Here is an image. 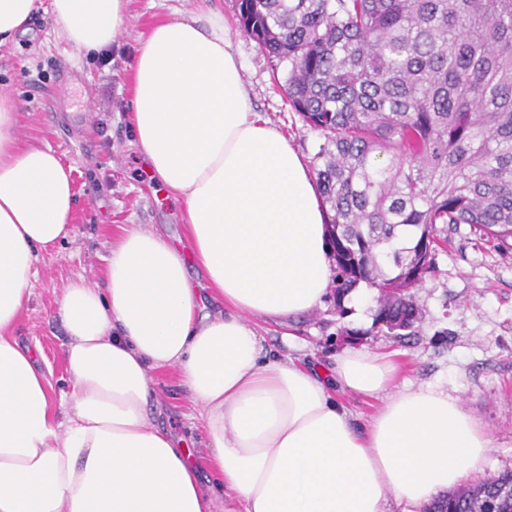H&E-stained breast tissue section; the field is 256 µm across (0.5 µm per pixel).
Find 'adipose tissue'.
<instances>
[{"instance_id": "ef3b65f1", "label": "adipose tissue", "mask_w": 512, "mask_h": 512, "mask_svg": "<svg viewBox=\"0 0 512 512\" xmlns=\"http://www.w3.org/2000/svg\"><path fill=\"white\" fill-rule=\"evenodd\" d=\"M129 3L0 0V44L44 8L69 44L98 52ZM131 80L134 145L182 201L185 236L125 231L101 284L65 285L56 315L73 391L57 401L14 330L41 253L70 236L74 192L52 149L20 141L19 104L0 91V512H421L479 471L489 434L447 390L386 395L391 355L348 349L314 373L266 350L255 320L320 307L332 252L316 183L252 111L223 14L155 24ZM192 265L223 311L202 312ZM165 368L199 408L205 457L153 421ZM335 385L383 401L359 424Z\"/></svg>"}]
</instances>
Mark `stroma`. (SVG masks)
I'll return each instance as SVG.
<instances>
[{
  "label": "stroma",
  "mask_w": 512,
  "mask_h": 512,
  "mask_svg": "<svg viewBox=\"0 0 512 512\" xmlns=\"http://www.w3.org/2000/svg\"><path fill=\"white\" fill-rule=\"evenodd\" d=\"M212 6L224 14L253 110L288 139L305 165H313L322 138L290 109L269 58L241 32L237 0H212ZM175 8L192 16L196 0H131L105 60L82 56L52 31L42 12L27 33L0 46V89L22 104L19 138L54 150L73 181L74 234L41 258L32 301L16 331L23 343L38 346L39 364L57 396L70 394L73 386L56 316L61 289L78 276L99 282L120 229L183 234L182 205L146 174L128 122V75L137 48L152 24ZM85 112L91 124L79 121ZM412 294L420 318L409 336H389L375 326L370 289L361 299L346 298L344 313H337L340 305L330 295L321 308L288 323H263L261 334L273 354H291L315 369L330 368L336 354L352 346L400 352L405 384L448 389L490 435L493 446L472 482L512 471V250L479 240L469 225L450 226L423 286ZM286 332L294 334L295 348L283 344ZM154 381L162 410L158 424L203 449L198 411L174 372L157 373Z\"/></svg>",
  "instance_id": "obj_1"
}]
</instances>
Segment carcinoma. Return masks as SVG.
I'll use <instances>...</instances> for the list:
<instances>
[{"label": "carcinoma", "mask_w": 512, "mask_h": 512, "mask_svg": "<svg viewBox=\"0 0 512 512\" xmlns=\"http://www.w3.org/2000/svg\"><path fill=\"white\" fill-rule=\"evenodd\" d=\"M239 24L285 65L288 105L320 132L314 171L336 310L359 284L393 336L419 310L409 273L437 225L512 249V0H238ZM388 288L401 292L389 294ZM423 512H512V472Z\"/></svg>", "instance_id": "obj_1"}]
</instances>
